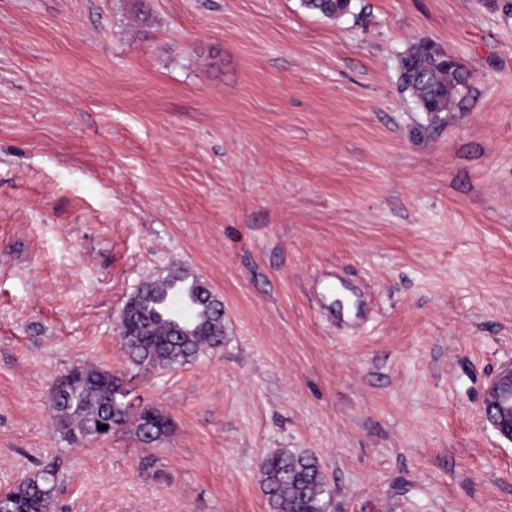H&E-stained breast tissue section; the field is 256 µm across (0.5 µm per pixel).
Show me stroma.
Wrapping results in <instances>:
<instances>
[{
	"mask_svg": "<svg viewBox=\"0 0 512 512\" xmlns=\"http://www.w3.org/2000/svg\"><path fill=\"white\" fill-rule=\"evenodd\" d=\"M422 37L468 75L436 116L399 85ZM510 59L487 0H0V492L50 465L55 512H271L259 464L288 448L328 512H512L482 411L512 363ZM171 265L224 345L143 371L120 311ZM329 267L356 324L312 296ZM81 365L168 437L65 442L51 388ZM353 0H301L306 10L319 13L326 18H340L351 14ZM336 282L342 287L349 291L353 297V309L346 311L343 304L338 303L337 299L329 300V296L332 294V290L336 288ZM321 288L326 290L325 293L318 295V302L320 307L332 317H335L337 321L342 322H356L363 317L365 311V302L363 294L360 288L355 287L342 280L336 279L332 275H326L320 282Z\"/></svg>",
	"mask_w": 512,
	"mask_h": 512,
	"instance_id": "stroma-1",
	"label": "stroma"
}]
</instances>
